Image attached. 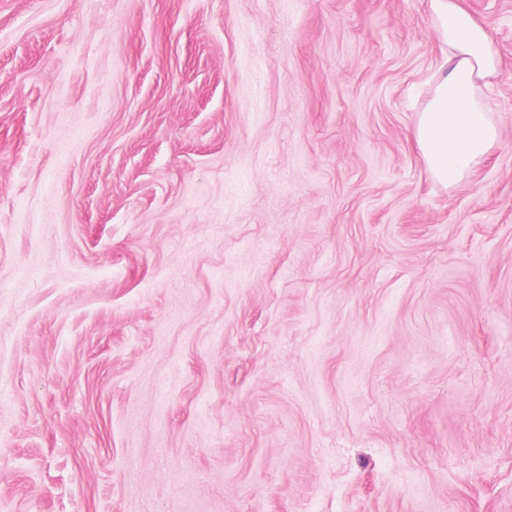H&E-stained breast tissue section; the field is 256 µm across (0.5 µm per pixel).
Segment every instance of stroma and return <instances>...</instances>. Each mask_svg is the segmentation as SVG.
Listing matches in <instances>:
<instances>
[{"mask_svg":"<svg viewBox=\"0 0 512 512\" xmlns=\"http://www.w3.org/2000/svg\"><path fill=\"white\" fill-rule=\"evenodd\" d=\"M460 182L429 0H0V512H512V0Z\"/></svg>","mask_w":512,"mask_h":512,"instance_id":"35a3bbf8","label":"stroma"}]
</instances>
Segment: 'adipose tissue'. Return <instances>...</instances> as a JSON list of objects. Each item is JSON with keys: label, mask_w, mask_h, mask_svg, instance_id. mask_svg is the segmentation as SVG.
I'll return each instance as SVG.
<instances>
[{"label": "adipose tissue", "mask_w": 512, "mask_h": 512, "mask_svg": "<svg viewBox=\"0 0 512 512\" xmlns=\"http://www.w3.org/2000/svg\"><path fill=\"white\" fill-rule=\"evenodd\" d=\"M430 10L442 63L415 140L431 176L447 187L469 173L498 138L482 90L498 74L500 58L491 33L464 0H430Z\"/></svg>", "instance_id": "ef3b65f1"}]
</instances>
